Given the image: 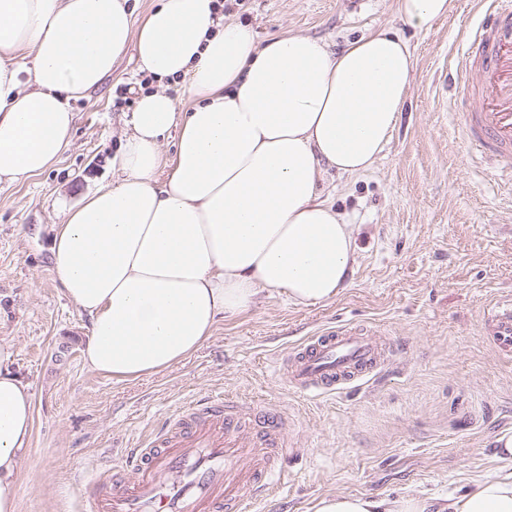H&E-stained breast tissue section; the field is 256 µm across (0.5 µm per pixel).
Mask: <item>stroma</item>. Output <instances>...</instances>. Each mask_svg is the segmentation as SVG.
Returning a JSON list of instances; mask_svg holds the SVG:
<instances>
[{
	"mask_svg": "<svg viewBox=\"0 0 512 512\" xmlns=\"http://www.w3.org/2000/svg\"><path fill=\"white\" fill-rule=\"evenodd\" d=\"M230 14L259 39L293 31L338 51L388 29L410 44L415 71L405 108L373 168L328 173L324 192L355 225L357 259L334 300L295 306L278 291L220 323L166 371L118 381L88 370V320L54 281V224L97 186L134 108L141 79L132 54L74 105L60 160L22 184L0 187V344L34 394L31 454L19 464V512H86L93 480L119 469L132 448L185 407L228 397L288 415L284 457L270 495L245 512H312L336 493L459 495L494 474L497 439L512 434V356L482 333L489 302L512 294V192L493 164L470 159L463 115L472 102L445 76L477 17L474 0L420 32L394 0H238ZM365 324L401 352L348 391L306 395L278 366L327 324Z\"/></svg>",
	"mask_w": 512,
	"mask_h": 512,
	"instance_id": "obj_1",
	"label": "stroma"
}]
</instances>
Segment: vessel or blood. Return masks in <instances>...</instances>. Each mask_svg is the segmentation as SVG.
<instances>
[{"instance_id":"vessel-or-blood-1","label":"vessel or blood","mask_w":512,"mask_h":512,"mask_svg":"<svg viewBox=\"0 0 512 512\" xmlns=\"http://www.w3.org/2000/svg\"><path fill=\"white\" fill-rule=\"evenodd\" d=\"M481 4L453 81L477 103L464 116L468 144L512 173V0ZM483 330L501 353L512 355V297L489 305ZM399 352L385 333L328 326L296 347L280 372L289 387L318 395L356 385ZM286 418L231 398L203 402L158 430L146 447L131 449L111 490L88 496L89 512H242L245 498L268 495Z\"/></svg>"}]
</instances>
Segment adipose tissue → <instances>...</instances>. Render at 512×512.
Here are the masks:
<instances>
[{
    "label": "adipose tissue",
    "mask_w": 512,
    "mask_h": 512,
    "mask_svg": "<svg viewBox=\"0 0 512 512\" xmlns=\"http://www.w3.org/2000/svg\"><path fill=\"white\" fill-rule=\"evenodd\" d=\"M452 0H395L417 30ZM134 50L140 86L112 156L114 181L54 227L51 273L89 321L86 366L116 379L167 370L269 289L332 301L355 228L323 196L327 171L369 170L408 97L409 43L379 31L334 51L292 32L259 42L222 0H0V184L51 167L74 101ZM173 152H166V145ZM0 345V512H18L33 394ZM314 512H512V470L466 493L336 494Z\"/></svg>",
    "instance_id": "obj_1"
}]
</instances>
